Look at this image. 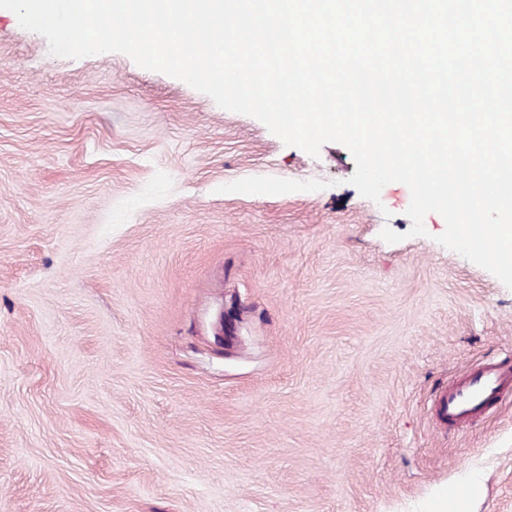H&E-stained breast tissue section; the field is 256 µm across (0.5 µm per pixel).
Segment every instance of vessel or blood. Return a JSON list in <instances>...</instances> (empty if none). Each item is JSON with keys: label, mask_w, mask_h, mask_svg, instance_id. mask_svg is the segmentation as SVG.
I'll return each instance as SVG.
<instances>
[{"label": "vessel or blood", "mask_w": 512, "mask_h": 512, "mask_svg": "<svg viewBox=\"0 0 512 512\" xmlns=\"http://www.w3.org/2000/svg\"><path fill=\"white\" fill-rule=\"evenodd\" d=\"M512 394V362L471 363L448 383L434 403V416L452 430H462L479 421Z\"/></svg>", "instance_id": "1"}]
</instances>
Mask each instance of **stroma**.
Instances as JSON below:
<instances>
[{
	"instance_id": "35a3bbf8",
	"label": "stroma",
	"mask_w": 512,
	"mask_h": 512,
	"mask_svg": "<svg viewBox=\"0 0 512 512\" xmlns=\"http://www.w3.org/2000/svg\"><path fill=\"white\" fill-rule=\"evenodd\" d=\"M354 171L0 12V512H512V401L432 413L512 289Z\"/></svg>"
}]
</instances>
